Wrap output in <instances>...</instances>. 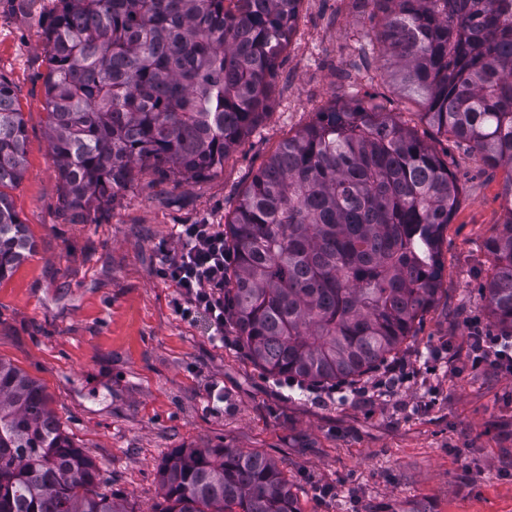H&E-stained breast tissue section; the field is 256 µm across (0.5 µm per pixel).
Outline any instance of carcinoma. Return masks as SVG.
Listing matches in <instances>:
<instances>
[{"label": "carcinoma", "instance_id": "carcinoma-1", "mask_svg": "<svg viewBox=\"0 0 512 512\" xmlns=\"http://www.w3.org/2000/svg\"><path fill=\"white\" fill-rule=\"evenodd\" d=\"M301 0H58L45 29L51 158L65 204L101 215L151 165L184 181L271 109ZM381 17L393 76L437 131L506 171L508 217L484 249L489 327L512 336V16L501 0H352ZM25 122L0 77V281L34 244L4 189L25 173ZM459 187L391 112L331 108L282 141L224 225V315L277 383L355 385L388 367L434 305ZM44 387L0 360V512H128L62 434ZM156 512H299L269 457L179 448Z\"/></svg>", "mask_w": 512, "mask_h": 512}]
</instances>
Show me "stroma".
<instances>
[{"label":"stroma","mask_w":512,"mask_h":512,"mask_svg":"<svg viewBox=\"0 0 512 512\" xmlns=\"http://www.w3.org/2000/svg\"><path fill=\"white\" fill-rule=\"evenodd\" d=\"M55 0H0V77L26 126V172L10 189L35 249L0 282V360L38 381L60 429L100 468L102 493L152 512L175 449L228 446L274 459L299 512H512V373L473 368L470 326L493 272L483 248L506 219L504 171L434 135L390 82L379 20L352 0H301L278 60L273 105L221 169L189 182L153 167L96 224L68 210L46 135L44 26ZM383 105L433 145L461 189L443 233L444 279L398 360L407 377L325 398L274 384L235 335L212 341L177 312L158 274L179 224H222L278 145L332 106ZM222 399L210 401V388ZM333 487L323 496V487Z\"/></svg>","instance_id":"35a3bbf8"}]
</instances>
